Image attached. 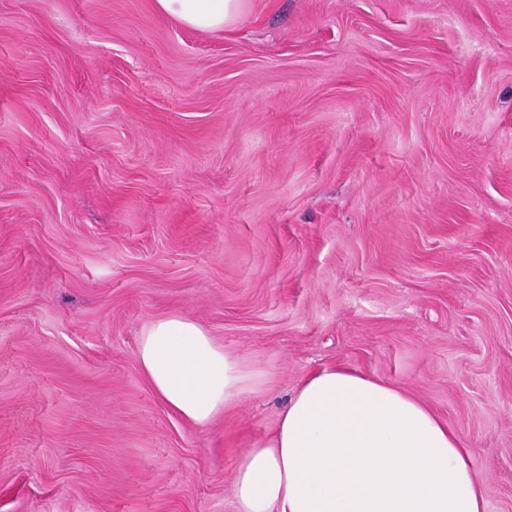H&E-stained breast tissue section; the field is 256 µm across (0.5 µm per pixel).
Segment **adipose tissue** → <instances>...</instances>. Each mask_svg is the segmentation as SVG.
<instances>
[{
  "label": "adipose tissue",
  "mask_w": 512,
  "mask_h": 512,
  "mask_svg": "<svg viewBox=\"0 0 512 512\" xmlns=\"http://www.w3.org/2000/svg\"><path fill=\"white\" fill-rule=\"evenodd\" d=\"M246 0H155L161 15L221 31ZM138 361L157 397L205 426L258 385L195 320L169 315L140 338ZM236 512H487L484 480L446 420L406 391L347 366L294 388L270 435L234 478Z\"/></svg>",
  "instance_id": "adipose-tissue-1"
}]
</instances>
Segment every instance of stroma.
<instances>
[{
	"label": "stroma",
	"mask_w": 512,
	"mask_h": 512,
	"mask_svg": "<svg viewBox=\"0 0 512 512\" xmlns=\"http://www.w3.org/2000/svg\"><path fill=\"white\" fill-rule=\"evenodd\" d=\"M174 312L262 381L205 427L140 370ZM339 365L512 512V0H0V512H235ZM246 7V0H155L161 15L202 31H222L233 25Z\"/></svg>",
	"instance_id": "35a3bbf8"
}]
</instances>
